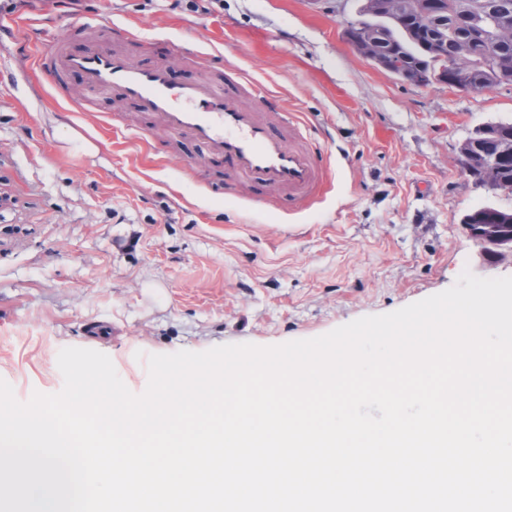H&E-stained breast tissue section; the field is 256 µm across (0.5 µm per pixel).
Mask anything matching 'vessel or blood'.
<instances>
[{"instance_id": "1", "label": "vessel or blood", "mask_w": 512, "mask_h": 512, "mask_svg": "<svg viewBox=\"0 0 512 512\" xmlns=\"http://www.w3.org/2000/svg\"><path fill=\"white\" fill-rule=\"evenodd\" d=\"M30 33L40 46L37 66L54 88L65 90L70 76L80 77L78 110L91 105L95 95L108 93L158 115L173 136L204 145L210 166L224 167L228 177L263 197L309 204L327 190L323 156L305 144L298 122L239 70H221L217 54L189 49L202 75L177 82L165 61L133 57L130 44L145 36L128 24L105 27L88 15L67 24L62 35L39 23ZM76 39L81 42L77 50L72 47Z\"/></svg>"}]
</instances>
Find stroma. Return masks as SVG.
I'll return each mask as SVG.
<instances>
[{
  "label": "stroma",
  "mask_w": 512,
  "mask_h": 512,
  "mask_svg": "<svg viewBox=\"0 0 512 512\" xmlns=\"http://www.w3.org/2000/svg\"><path fill=\"white\" fill-rule=\"evenodd\" d=\"M363 0H53L0 17V379L19 401L59 392L66 347L108 355L143 393L148 354L310 339L450 288L463 270L512 276L459 219L512 209L456 161L478 127L512 122V85L418 87L357 53L346 34ZM93 14L144 35L167 31L257 81L328 157L331 187L308 208L257 201L174 140L159 117L109 99L74 109L35 68L30 23ZM176 80L198 76L166 42ZM23 75L11 85V75Z\"/></svg>",
  "instance_id": "obj_1"
}]
</instances>
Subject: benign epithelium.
Listing matches in <instances>:
<instances>
[{
    "label": "benign epithelium",
    "instance_id": "benign-epithelium-1",
    "mask_svg": "<svg viewBox=\"0 0 512 512\" xmlns=\"http://www.w3.org/2000/svg\"><path fill=\"white\" fill-rule=\"evenodd\" d=\"M361 10L365 14L399 15L410 23V30L417 39L420 48L430 59V63L415 70H407L401 58L387 51L385 42L366 19L358 18L347 22L348 39L354 49L371 60L378 67L393 73L402 80L415 86H427L434 81L448 82L461 88L474 83L473 77L457 74L448 79V41L443 32L448 22L447 0H364ZM490 145L480 150L470 140H464L458 148L457 162L465 175L479 168L483 174L481 188L492 192H512V188L503 184L501 178L502 163L512 160V123L506 127L494 129L486 124L482 126ZM484 252H493L501 256L512 253V238L504 241L495 237L478 240Z\"/></svg>",
    "mask_w": 512,
    "mask_h": 512
}]
</instances>
